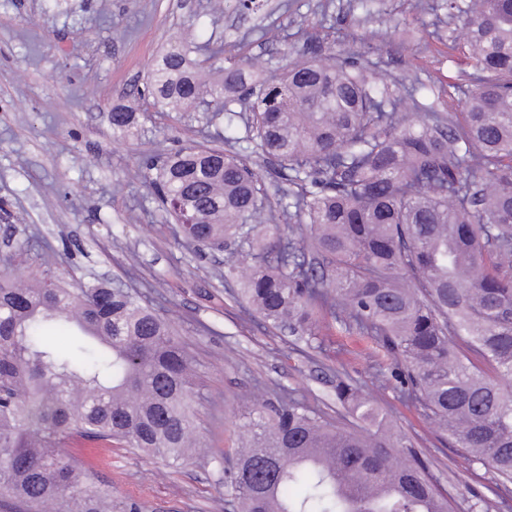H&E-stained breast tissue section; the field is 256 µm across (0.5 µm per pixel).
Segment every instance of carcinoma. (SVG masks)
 Segmentation results:
<instances>
[{"label": "carcinoma", "instance_id": "cac0c4a2", "mask_svg": "<svg viewBox=\"0 0 512 512\" xmlns=\"http://www.w3.org/2000/svg\"><path fill=\"white\" fill-rule=\"evenodd\" d=\"M473 61L461 112L392 100L366 69L319 46L281 72L225 59L205 81L185 40L151 72L153 103L189 112L207 101L227 123L250 105L240 150L196 142L158 159L155 193L202 250L276 223L248 163L258 153L296 187L299 239L224 279L269 324L311 338L326 309L394 360L381 382L458 449L462 467L512 486V0H468ZM112 132L134 113L112 109ZM61 333L68 344L48 338ZM336 404L367 424L341 431L294 397L243 416V448L224 494L237 512H452L451 497L410 440L371 432L374 401L337 376ZM189 357L166 322L130 292L75 285L46 266L0 262V506L9 512H112V490L65 448L125 444L178 466L195 422ZM301 485L303 494L285 489Z\"/></svg>", "mask_w": 512, "mask_h": 512}]
</instances>
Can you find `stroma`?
<instances>
[{"label": "stroma", "mask_w": 512, "mask_h": 512, "mask_svg": "<svg viewBox=\"0 0 512 512\" xmlns=\"http://www.w3.org/2000/svg\"><path fill=\"white\" fill-rule=\"evenodd\" d=\"M461 34L448 0H260L253 10L238 0H0V241L31 244L30 268L139 292L190 354L197 433L211 447L172 467L117 443L74 444L70 455L111 485L113 501L135 500L142 512H227L240 416L264 389H296L339 428L356 429L333 406L340 373L433 459L457 512H468L469 488L490 485L484 470L458 469L457 449L395 386L379 385L374 368L388 357L369 338L333 322L311 341L245 315L224 269L251 261L247 241L205 255L177 237L150 168L201 131L222 146L244 127L225 128L208 112L177 121L137 93L170 45L193 35L272 73L316 44L374 70L391 96L413 85L419 104L455 112L449 88L472 71ZM116 106L136 114L130 137L112 134Z\"/></svg>", "instance_id": "obj_1"}]
</instances>
